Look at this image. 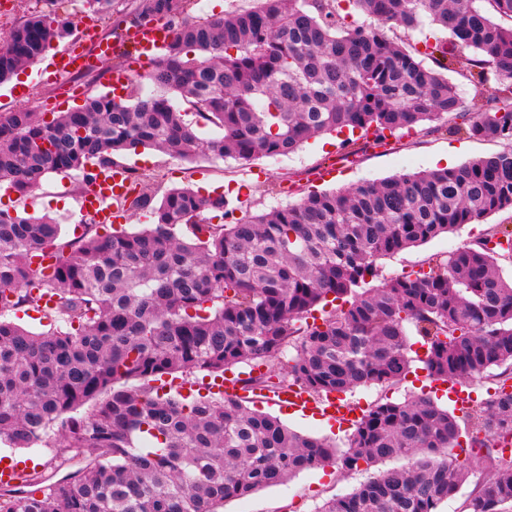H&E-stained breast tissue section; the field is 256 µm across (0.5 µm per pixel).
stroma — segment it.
Returning <instances> with one entry per match:
<instances>
[{"mask_svg": "<svg viewBox=\"0 0 512 512\" xmlns=\"http://www.w3.org/2000/svg\"><path fill=\"white\" fill-rule=\"evenodd\" d=\"M58 10L70 14L77 25L72 39L54 45L38 62L25 68L18 78L0 85V112L26 108L41 119L51 120L54 113L82 106L87 97L111 90L112 77L120 71L136 81V89L141 95L156 93V86L142 78L148 64L128 44L126 29L115 27L100 16L84 13L80 0H62ZM103 39L113 46L110 61L104 67L94 69L82 78L51 76L52 62L57 56L76 44L92 49ZM341 141L339 135L323 134L311 138L288 155L250 161L231 157L180 160L156 150L150 151L145 160L126 154L120 161L146 174L150 186L160 193L172 187L188 186L198 190L205 184L216 186L227 197L236 215L241 216L295 203L305 191L337 190L431 170L436 160L446 154L454 156L461 164L501 149L498 141L473 139L465 132L450 133L443 129L424 135L402 130L391 137L384 149H377L370 142L364 149L350 154L342 150ZM86 193L87 188L77 175L50 173L29 196L21 198L11 192L0 199L20 215L47 214L56 218L64 235L69 237L82 218L80 201ZM493 227L512 232V214L490 215L478 225H462L424 244L381 258L377 262L378 269L383 277L389 278L427 267L458 247L474 243L485 230ZM425 387L433 392L440 404L449 405L445 386L430 381L418 364L391 390L358 388L347 394L345 400L365 407L381 395L401 401ZM260 408L278 416L295 431L314 437H331L340 445L352 431L348 424L328 422L307 412L285 410L273 395L264 398ZM369 473L365 470L346 472L335 467L304 471L284 484L224 502L219 505L218 512H317L329 498L348 494L359 487Z\"/></svg>", "mask_w": 512, "mask_h": 512, "instance_id": "35a3bbf8", "label": "stroma"}]
</instances>
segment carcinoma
<instances>
[{
    "label": "carcinoma",
    "instance_id": "1",
    "mask_svg": "<svg viewBox=\"0 0 512 512\" xmlns=\"http://www.w3.org/2000/svg\"><path fill=\"white\" fill-rule=\"evenodd\" d=\"M348 2L371 19L353 26ZM246 10L190 20L188 0H131L115 22H162L166 47L142 75L193 107L133 88L89 98L46 122L26 109L0 113V184L20 194L49 173L91 185L114 155L157 148L180 159L250 160L296 150L321 133L379 138L434 123L465 127L502 151L443 168L310 191L268 213L229 217L224 196L189 187L156 194L132 180L124 204L152 224L102 234L87 224L66 241L48 216L0 208V446L57 438V481L18 471L21 495L0 512H217L226 500L326 465L344 471L390 458L407 463L371 477L318 512H438L473 464L489 470L462 512H512V234L491 230L427 272L377 286V260L463 224L512 210V0H255ZM33 11L0 47V83L34 63L75 22ZM448 32L406 47L389 32L423 19ZM502 88L463 108L447 72ZM214 127L219 138L198 130ZM335 301L341 307H316ZM27 307L53 326L34 333L11 319ZM443 384L496 374V388L461 414L430 395L377 402L354 422L347 450L252 410L250 396L284 386L313 397L395 385L413 343ZM294 349L288 361L283 355ZM234 377L245 395L186 396L176 373Z\"/></svg>",
    "mask_w": 512,
    "mask_h": 512
}]
</instances>
